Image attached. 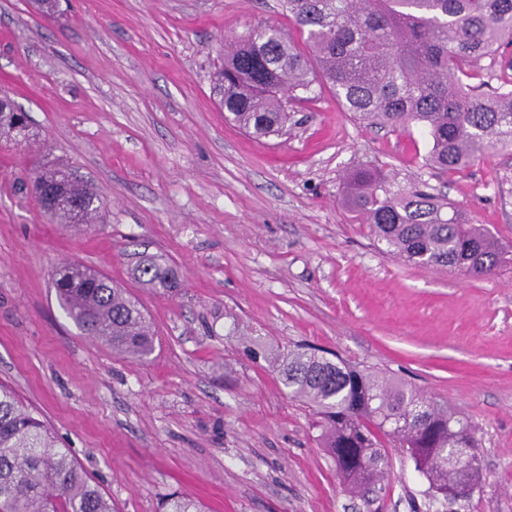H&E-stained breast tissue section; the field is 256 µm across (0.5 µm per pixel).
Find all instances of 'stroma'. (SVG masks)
I'll list each match as a JSON object with an SVG mask.
<instances>
[{"instance_id":"stroma-1","label":"stroma","mask_w":512,"mask_h":512,"mask_svg":"<svg viewBox=\"0 0 512 512\" xmlns=\"http://www.w3.org/2000/svg\"><path fill=\"white\" fill-rule=\"evenodd\" d=\"M296 28L281 0H0V93L39 147L0 140V382L33 407L118 512H428L397 450L369 499L348 490L320 423L253 342L305 344L411 384L475 428L482 484L456 512H512V267L469 277L387 253L343 204L369 166L427 183L512 245V155L444 177L420 135L354 119L330 92L257 139L214 99L229 42ZM62 164L104 221L50 223L25 188ZM154 257L180 282L139 283ZM119 282L157 333L149 361L113 355L59 307L58 266Z\"/></svg>"}]
</instances>
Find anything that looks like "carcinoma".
<instances>
[{
  "label": "carcinoma",
  "instance_id": "cac0c4a2",
  "mask_svg": "<svg viewBox=\"0 0 512 512\" xmlns=\"http://www.w3.org/2000/svg\"><path fill=\"white\" fill-rule=\"evenodd\" d=\"M303 45L274 25L257 26L230 42L214 74L213 96L231 121L257 138L278 135L287 104L308 100L310 75L321 76L336 102L362 122L418 131L430 144L425 164L446 176L494 153L512 154V82L490 87L480 61L512 45V0H283ZM478 83L472 84L470 80ZM28 131L13 100L0 103V138ZM67 204L52 212L57 224H96L97 192L58 171L37 173ZM347 208L371 226L388 252L407 263L464 275H493L512 265V247L461 208L418 183L396 186L381 169L361 167L346 177ZM144 284L166 292L179 284L154 259L136 268ZM60 307L76 326L138 361L155 351L156 331L126 288L81 265L54 278ZM275 371L289 397L314 408L338 475L353 485L377 483L388 449L408 455L436 490L466 475L481 484L482 469L448 465L478 448L470 424L407 384L368 368L329 358L313 348L252 351ZM0 512H117L36 411L0 384ZM165 512H204L173 494Z\"/></svg>",
  "mask_w": 512,
  "mask_h": 512
}]
</instances>
